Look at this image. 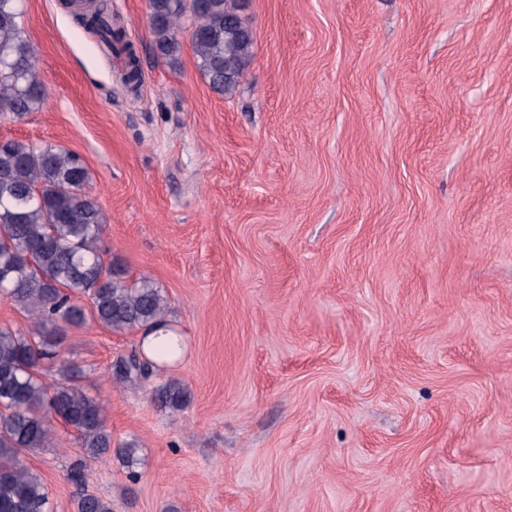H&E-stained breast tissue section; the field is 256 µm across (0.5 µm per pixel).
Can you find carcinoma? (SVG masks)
<instances>
[{
  "mask_svg": "<svg viewBox=\"0 0 512 512\" xmlns=\"http://www.w3.org/2000/svg\"><path fill=\"white\" fill-rule=\"evenodd\" d=\"M19 0H0V112L20 118L43 100L32 48L22 35ZM240 0H149V27L161 56L176 59V29L191 20V48L212 89L233 93L253 59L254 38L238 14ZM115 53L126 54L125 85L142 79L124 29L112 27L106 0L77 16ZM90 173L81 157L53 145L0 141V298L27 313L33 331L24 336L0 325V512H50L49 490L25 467L20 450L52 444L50 418L77 433L80 456L70 479L85 480L87 468L112 454L106 409L76 381L84 370L68 363L44 379V361L64 342V327L99 323L114 332L166 327L167 298L149 280L128 283L105 265L97 243L103 214L87 192ZM146 363L135 355L118 371L139 375ZM162 397L172 408L184 403V389L171 383ZM75 512H112L96 495L75 501Z\"/></svg>",
  "mask_w": 512,
  "mask_h": 512,
  "instance_id": "1",
  "label": "carcinoma"
}]
</instances>
